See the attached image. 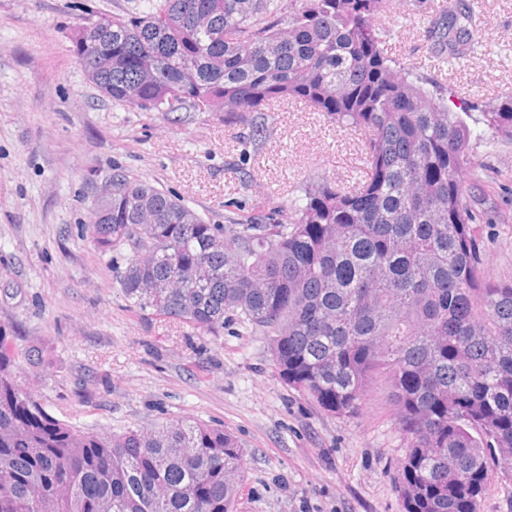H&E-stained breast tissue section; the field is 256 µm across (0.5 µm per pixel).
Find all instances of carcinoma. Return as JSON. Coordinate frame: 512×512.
<instances>
[{
	"instance_id": "cac0c4a2",
	"label": "carcinoma",
	"mask_w": 512,
	"mask_h": 512,
	"mask_svg": "<svg viewBox=\"0 0 512 512\" xmlns=\"http://www.w3.org/2000/svg\"><path fill=\"white\" fill-rule=\"evenodd\" d=\"M391 0H140L72 38L116 102L218 112L258 146L274 105L303 104L364 134L352 186L313 178L267 218L206 221L123 172L89 228L102 253L130 250L119 287L144 315L206 336L237 321L269 337L288 386L352 414L385 375L408 446L403 512H480L489 461L512 472V283L487 281L461 180L482 132L454 93L417 84L384 52ZM474 37L442 20V50ZM512 137V97L481 112ZM0 326V512H234L243 449L224 427L166 421L101 433L54 418L20 384Z\"/></svg>"
}]
</instances>
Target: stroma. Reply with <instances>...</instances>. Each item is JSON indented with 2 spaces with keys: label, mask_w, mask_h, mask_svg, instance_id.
<instances>
[{
  "label": "stroma",
  "mask_w": 512,
  "mask_h": 512,
  "mask_svg": "<svg viewBox=\"0 0 512 512\" xmlns=\"http://www.w3.org/2000/svg\"><path fill=\"white\" fill-rule=\"evenodd\" d=\"M137 0H0V325L32 349L21 385L53 417L119 432L168 420L224 426L244 450L237 512H401L407 437L386 379L351 415L285 384L267 337L233 323L220 337L141 314L118 284L123 258L87 234L114 170L184 198L206 220L264 215L307 179L353 183L363 136L301 104L277 107L262 148L211 112L112 101L70 41L88 16ZM479 19L461 59L440 60L429 30L447 4ZM385 19L389 56L484 109L512 95V0H404ZM464 181L485 276L512 282V139L472 141Z\"/></svg>",
  "instance_id": "stroma-1"
}]
</instances>
